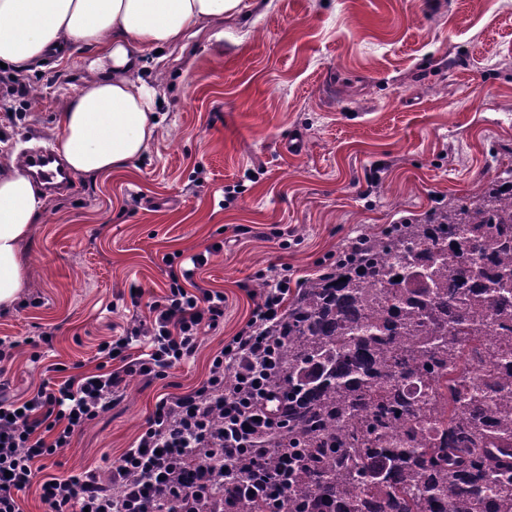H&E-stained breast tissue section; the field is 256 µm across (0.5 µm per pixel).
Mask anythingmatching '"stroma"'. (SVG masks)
I'll return each mask as SVG.
<instances>
[{
	"instance_id": "35a3bbf8",
	"label": "stroma",
	"mask_w": 512,
	"mask_h": 512,
	"mask_svg": "<svg viewBox=\"0 0 512 512\" xmlns=\"http://www.w3.org/2000/svg\"><path fill=\"white\" fill-rule=\"evenodd\" d=\"M85 53L24 74L28 95L0 112V143L53 146ZM141 76L165 112L144 157L73 177L23 248L28 285L0 310V338L19 343L12 391L37 389L54 364L94 368L98 345L131 319L130 285L167 294L175 252L223 242L196 280L223 292L224 321L166 379L132 377L59 451L57 476L119 457L157 399L202 381L258 284L284 272L298 287L360 233L512 168V0H242L220 25L148 53ZM237 184L244 193L228 199ZM46 332L31 362L26 340Z\"/></svg>"
}]
</instances>
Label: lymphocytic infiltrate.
I'll list each match as a JSON object with an SVG mask.
<instances>
[{
	"mask_svg": "<svg viewBox=\"0 0 512 512\" xmlns=\"http://www.w3.org/2000/svg\"><path fill=\"white\" fill-rule=\"evenodd\" d=\"M192 255L189 267L172 274L169 292L143 302V290L130 295L132 305L146 304L147 315H132L123 333L100 344L94 369L58 380L47 378L25 397L10 395V373L17 341L0 339V512H20L19 495L40 485L47 512H181L185 504L215 483L216 468H226L246 453H257L258 440L272 431L277 416L265 373L274 366L279 322L288 299L289 279L279 277L265 290L240 330L215 352L206 378L192 389L156 401L133 446L105 465L87 467L66 476L43 474L41 461L69 447L81 430L120 400L129 377L165 379L171 368L193 357L202 336L224 317V295L196 284L198 268L209 254ZM233 388H226V378ZM224 416V445L208 422ZM214 453L196 458L189 472L176 468L178 458L195 449ZM284 475L270 476L262 468L235 480L225 498L226 512H245L251 495L270 497L282 488ZM122 492L112 504V487Z\"/></svg>",
	"mask_w": 512,
	"mask_h": 512,
	"instance_id": "lymphocytic-infiltrate-1",
	"label": "lymphocytic infiltrate"
}]
</instances>
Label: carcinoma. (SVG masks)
<instances>
[{"label": "carcinoma", "instance_id": "carcinoma-1", "mask_svg": "<svg viewBox=\"0 0 512 512\" xmlns=\"http://www.w3.org/2000/svg\"><path fill=\"white\" fill-rule=\"evenodd\" d=\"M511 292V175L302 282L267 377L282 427L261 444L288 483L249 512H512ZM190 506L224 512V487Z\"/></svg>", "mask_w": 512, "mask_h": 512}]
</instances>
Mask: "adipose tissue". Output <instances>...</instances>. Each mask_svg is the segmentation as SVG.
Wrapping results in <instances>:
<instances>
[{
    "label": "adipose tissue",
    "mask_w": 512,
    "mask_h": 512,
    "mask_svg": "<svg viewBox=\"0 0 512 512\" xmlns=\"http://www.w3.org/2000/svg\"><path fill=\"white\" fill-rule=\"evenodd\" d=\"M240 0H0V62L23 73L78 45L84 77L58 114L56 148L79 176H106L141 158L158 122L140 77L146 52L181 44ZM47 199L15 161L0 164V309L27 285L21 248Z\"/></svg>",
    "instance_id": "adipose-tissue-1"
}]
</instances>
